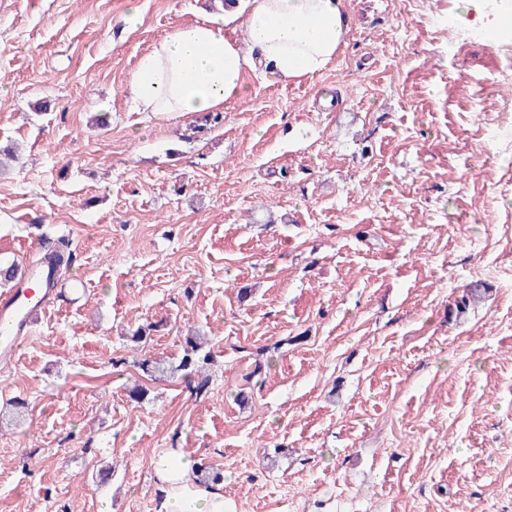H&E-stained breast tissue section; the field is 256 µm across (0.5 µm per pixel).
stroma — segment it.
I'll list each match as a JSON object with an SVG mask.
<instances>
[{
    "label": "stroma",
    "instance_id": "obj_1",
    "mask_svg": "<svg viewBox=\"0 0 512 512\" xmlns=\"http://www.w3.org/2000/svg\"><path fill=\"white\" fill-rule=\"evenodd\" d=\"M125 3L0 0V261L75 255L0 367V409L28 402L0 426V512H159L173 448L223 473L228 512H512L497 41L460 0H346L334 63L247 72L210 125L125 84L224 0H139L133 27ZM191 331L206 393L142 378Z\"/></svg>",
    "mask_w": 512,
    "mask_h": 512
}]
</instances>
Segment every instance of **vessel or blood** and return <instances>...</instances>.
<instances>
[{
	"mask_svg": "<svg viewBox=\"0 0 512 512\" xmlns=\"http://www.w3.org/2000/svg\"><path fill=\"white\" fill-rule=\"evenodd\" d=\"M57 285L49 262L32 267L15 288L0 294V358L15 356L19 338L39 312L52 303Z\"/></svg>",
	"mask_w": 512,
	"mask_h": 512,
	"instance_id": "obj_1",
	"label": "vessel or blood"
}]
</instances>
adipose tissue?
Instances as JSON below:
<instances>
[{"label": "adipose tissue", "instance_id": "ef3b65f1", "mask_svg": "<svg viewBox=\"0 0 512 512\" xmlns=\"http://www.w3.org/2000/svg\"><path fill=\"white\" fill-rule=\"evenodd\" d=\"M479 5L481 33L489 39L512 34V0H465ZM243 26L249 51L224 34ZM348 32L344 0H247L245 9L180 25L141 54L127 92L134 106L169 118L223 110L242 97L246 72L299 81L332 64ZM194 459L172 449L158 455L155 474L162 512H227L220 489L196 482Z\"/></svg>", "mask_w": 512, "mask_h": 512}]
</instances>
